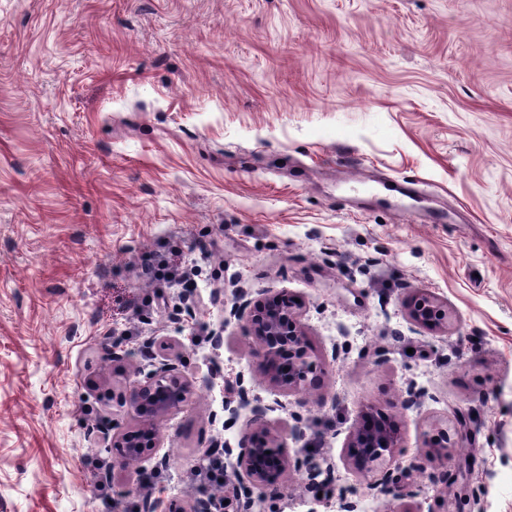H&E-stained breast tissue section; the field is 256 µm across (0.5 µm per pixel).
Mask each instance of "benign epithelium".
I'll return each mask as SVG.
<instances>
[{"mask_svg": "<svg viewBox=\"0 0 512 512\" xmlns=\"http://www.w3.org/2000/svg\"><path fill=\"white\" fill-rule=\"evenodd\" d=\"M302 304L285 297L259 298L250 312L248 333L253 341L252 353L259 371L278 390L314 394L325 384L326 364L311 349L297 317ZM411 314L415 320L430 326L448 323V310L431 295L420 294L413 300ZM194 387L173 363H161L145 380L134 384L119 396L118 406L138 424V429L112 435L109 447L126 460L137 461L158 447L157 425L183 409L191 400ZM477 421L474 415H463L453 431L437 424L434 429L440 442L431 452L448 455ZM401 435L398 422L387 415L364 407L347 448L352 468L359 474L378 473L377 486L396 500L408 496L405 475L396 462V449ZM224 455L235 457L238 479L247 481L268 497L281 493L280 478L290 470V459L279 436L261 430L240 439L236 448H225ZM309 484L322 490L332 483L328 469L312 467L307 471ZM442 484L450 485L458 506L471 501L473 491L467 482L448 480V472L438 475ZM240 487L224 483V495L195 502L191 512H250L248 501H240Z\"/></svg>", "mask_w": 512, "mask_h": 512, "instance_id": "1", "label": "benign epithelium"}]
</instances>
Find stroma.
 I'll return each instance as SVG.
<instances>
[{
    "mask_svg": "<svg viewBox=\"0 0 512 512\" xmlns=\"http://www.w3.org/2000/svg\"><path fill=\"white\" fill-rule=\"evenodd\" d=\"M160 254L195 273L157 294ZM261 291L302 301L327 364L277 409L230 313ZM422 293L447 326L411 317ZM152 356L194 395L128 462L100 431ZM243 389L302 462L255 512H386L346 462L364 405L426 512L432 426L476 411L437 465L475 458L473 512H512V0H0V512L209 498L193 471L237 445Z\"/></svg>",
    "mask_w": 512,
    "mask_h": 512,
    "instance_id": "1",
    "label": "stroma"
}]
</instances>
